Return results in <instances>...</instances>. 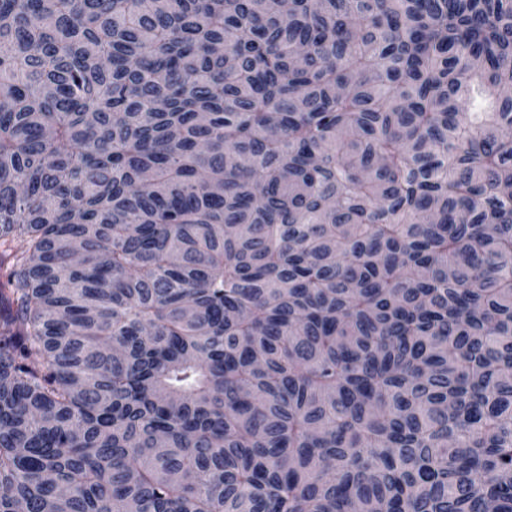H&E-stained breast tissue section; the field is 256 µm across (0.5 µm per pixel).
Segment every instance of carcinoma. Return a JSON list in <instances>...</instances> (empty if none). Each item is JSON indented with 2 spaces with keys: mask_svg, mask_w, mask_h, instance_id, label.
Listing matches in <instances>:
<instances>
[{
  "mask_svg": "<svg viewBox=\"0 0 512 512\" xmlns=\"http://www.w3.org/2000/svg\"><path fill=\"white\" fill-rule=\"evenodd\" d=\"M0 512H512V0H0Z\"/></svg>",
  "mask_w": 512,
  "mask_h": 512,
  "instance_id": "carcinoma-1",
  "label": "carcinoma"
}]
</instances>
